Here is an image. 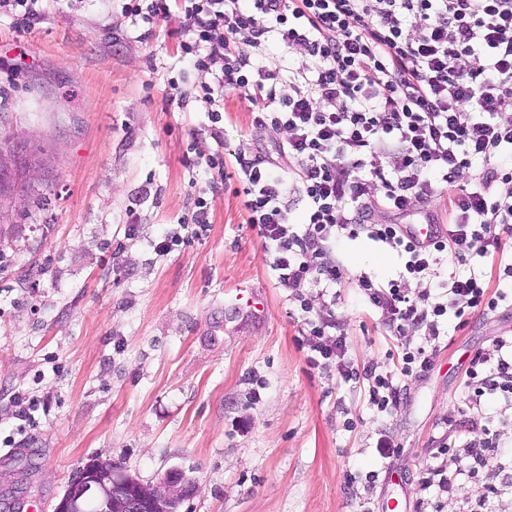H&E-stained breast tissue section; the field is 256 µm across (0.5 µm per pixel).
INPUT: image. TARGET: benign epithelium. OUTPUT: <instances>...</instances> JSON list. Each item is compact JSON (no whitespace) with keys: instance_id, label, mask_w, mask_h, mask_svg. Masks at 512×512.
Listing matches in <instances>:
<instances>
[{"instance_id":"benign-epithelium-1","label":"benign epithelium","mask_w":512,"mask_h":512,"mask_svg":"<svg viewBox=\"0 0 512 512\" xmlns=\"http://www.w3.org/2000/svg\"><path fill=\"white\" fill-rule=\"evenodd\" d=\"M196 492L195 481L180 469L143 483L112 458L97 456L70 481L54 512H85L89 500L100 512H178Z\"/></svg>"}]
</instances>
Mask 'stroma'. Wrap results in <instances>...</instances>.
<instances>
[{
  "instance_id": "1",
  "label": "stroma",
  "mask_w": 512,
  "mask_h": 512,
  "mask_svg": "<svg viewBox=\"0 0 512 512\" xmlns=\"http://www.w3.org/2000/svg\"><path fill=\"white\" fill-rule=\"evenodd\" d=\"M126 2L62 0L24 34L0 16V131L45 159L0 219V512L28 500L53 512L97 456L144 483L185 471L198 491L180 512H381L390 498L418 512L420 468H456L439 441L463 444L482 425L501 446L482 478L500 483L512 472V401L473 403L465 385L472 357L495 355L503 338L496 313L472 312L462 327L449 318L435 340L421 327L399 334L358 281L398 278L410 296L443 302L455 270L506 293L512 246L463 265L439 254L415 279L396 250L337 232L346 275L312 304L336 319L350 367L395 372L402 400L378 411L367 380L308 366L303 313L246 222L237 180L188 162L220 150L229 171L237 153L273 152L285 131L253 126L232 91L215 141L197 99L208 74L182 61L170 23L144 36ZM173 79L184 105L169 101ZM203 189L209 231L190 238L183 223ZM162 233L183 241L159 251ZM408 344L434 350L429 371L399 374ZM17 393L36 400L33 421L16 419ZM383 433L399 448L387 459Z\"/></svg>"
}]
</instances>
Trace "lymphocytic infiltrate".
Returning a JSON list of instances; mask_svg holds the SVG:
<instances>
[{
    "label": "lymphocytic infiltrate",
    "instance_id": "obj_1",
    "mask_svg": "<svg viewBox=\"0 0 512 512\" xmlns=\"http://www.w3.org/2000/svg\"><path fill=\"white\" fill-rule=\"evenodd\" d=\"M126 9L150 29L177 20L170 34L181 57L212 76L200 99L210 107L214 139L222 137L228 91L252 104L254 125L287 130L275 157L238 153L234 173L247 222L303 312L312 310L307 289L330 290L345 275L330 256L337 230L405 253L414 277L428 272L434 254L484 257L512 233V121L497 120L512 112V0H128ZM272 39L303 54L284 93L277 71L254 59ZM279 157L299 165V185L277 172ZM454 184L446 232L429 243L375 219L379 211L405 216L424 208ZM294 193L305 202L299 231L290 220ZM447 287L460 301L452 311L428 295L411 297L395 280L359 281L394 331L420 325L435 339L447 313L461 319L499 306L482 278L453 276ZM306 326L309 367L334 364L352 378L344 337L322 341L333 323ZM466 376L475 397L512 395V354L477 353ZM495 447V432L484 426L467 447L443 443L438 452L455 454L458 473L472 478ZM454 491L442 468L420 469L417 505L425 512H443Z\"/></svg>",
    "mask_w": 512,
    "mask_h": 512
}]
</instances>
